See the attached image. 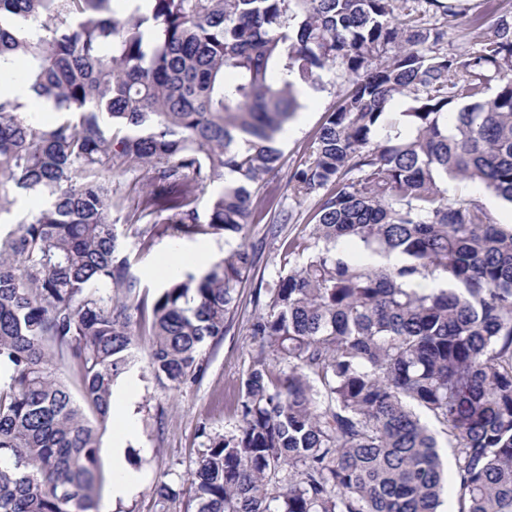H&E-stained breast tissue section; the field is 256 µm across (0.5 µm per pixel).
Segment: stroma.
Instances as JSON below:
<instances>
[{"mask_svg": "<svg viewBox=\"0 0 512 512\" xmlns=\"http://www.w3.org/2000/svg\"><path fill=\"white\" fill-rule=\"evenodd\" d=\"M458 14L459 26L446 49L462 50L468 44L472 30L491 36L495 19L512 12V0H451ZM323 90L302 98L303 117L283 137L282 154L276 170L260 187L263 195H273L275 210L292 214L290 224L284 225L280 237L269 232V220L256 221L245 231V243L255 253V267L241 290V303L230 329L223 340L209 348L204 355L206 370L197 382L174 390L159 385L147 371L150 339H139V361L123 375L114 387V407L130 416L136 426V436L126 442L125 451L130 465L143 475L141 490L127 500L111 501L108 493H101L98 512H155L152 488L160 481H173L182 494L172 504L170 512H185L192 491L188 474L195 467L200 451L197 436L200 427L232 430L238 423L234 401L240 378L247 372L257 353V344L249 326L254 312L252 294L260 283L270 282L289 268L301 265V253L286 254L284 240L300 242L309 237L314 198H296L288 188V172L308 157V147L319 131L328 112L347 89L348 79L343 72L327 74ZM112 222L121 246L130 255L131 273L141 289L156 293L167 280L162 264L178 253H189L205 246L211 261H218L228 249L224 238L198 236L175 239L167 235L157 237L149 254H138L135 228L126 220V214L116 211Z\"/></svg>", "mask_w": 512, "mask_h": 512, "instance_id": "stroma-1", "label": "stroma"}]
</instances>
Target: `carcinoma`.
I'll use <instances>...</instances> for the list:
<instances>
[{"instance_id": "carcinoma-1", "label": "carcinoma", "mask_w": 512, "mask_h": 512, "mask_svg": "<svg viewBox=\"0 0 512 512\" xmlns=\"http://www.w3.org/2000/svg\"><path fill=\"white\" fill-rule=\"evenodd\" d=\"M113 2L0 0V83L21 73L56 113L33 120L0 93V214L11 192L48 197L0 235V512H96L100 436L139 331L159 384L198 381L253 269L241 243L147 301L105 173L145 174L141 211L171 212L173 237L240 235L265 217L254 185L300 90L334 68L351 88L288 176L318 201L312 243L285 248L311 254L254 294L239 424L200 429L196 512H438L433 426L457 512H512V224L442 187L512 205V12L447 53L446 0H126L123 16ZM158 234L144 225L138 251ZM346 242L401 264L356 261ZM180 494L158 482L157 512ZM439 445L442 448L440 453L445 466L448 467V494L445 496L444 504L440 510L444 512H455L457 510V486L454 476V464L451 453V448H448L446 439L444 436H439Z\"/></svg>"}]
</instances>
